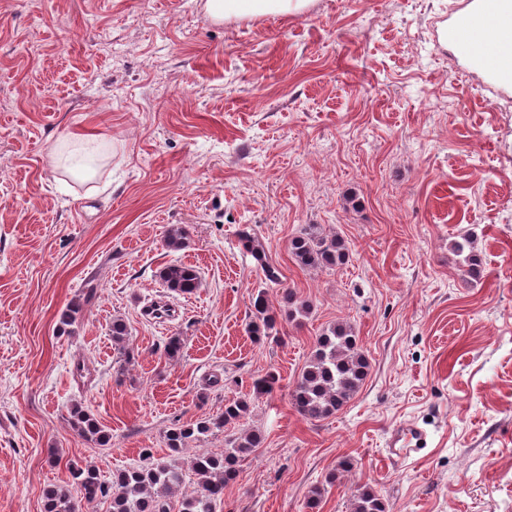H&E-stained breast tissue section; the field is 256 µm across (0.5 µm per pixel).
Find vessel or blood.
Returning <instances> with one entry per match:
<instances>
[{
    "instance_id": "b4317fda",
    "label": "vessel or blood",
    "mask_w": 512,
    "mask_h": 512,
    "mask_svg": "<svg viewBox=\"0 0 512 512\" xmlns=\"http://www.w3.org/2000/svg\"><path fill=\"white\" fill-rule=\"evenodd\" d=\"M500 0H477L470 10L454 17L446 35L453 41H470L477 33L493 29L491 38L484 41L480 57L495 76L500 89L512 86V28L497 26ZM428 445L426 433L415 424L396 426L391 432L389 455L392 460L403 461L418 455Z\"/></svg>"
}]
</instances>
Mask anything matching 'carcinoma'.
<instances>
[{
  "label": "carcinoma",
  "mask_w": 512,
  "mask_h": 512,
  "mask_svg": "<svg viewBox=\"0 0 512 512\" xmlns=\"http://www.w3.org/2000/svg\"><path fill=\"white\" fill-rule=\"evenodd\" d=\"M243 249L260 263L267 281L281 283L280 272L271 264L256 240L242 233ZM456 252L467 253L466 274L479 275V259L474 251L473 240L465 235L454 242ZM289 252L302 267L334 269L349 260V249L341 237L323 231L316 224L302 228L289 242ZM159 277L172 292L193 295L201 287L199 271L184 263L175 262L163 267ZM287 315L290 319L305 317L309 306L293 300L292 292L284 294ZM253 319L249 323L251 336L259 340L273 335L278 314L264 296L253 302ZM112 342L118 352L128 355L126 342L128 329L121 319L112 321ZM369 370L368 358L359 343L358 336L347 323H338L316 338V342L300 377L290 392L294 409L308 420H322L340 411L358 393ZM275 376L269 374L254 380L253 394H242L224 405V411L215 417L189 426H174L166 436L167 447L175 454L182 452L190 442L215 431L236 424L251 412L253 398L270 393ZM71 426L87 440L105 443L108 436L98 422L74 406L70 413ZM261 444V434L256 430L239 429L224 438V454L199 455L192 460L196 476L194 489L183 496L179 512H217L224 502V486L236 479L242 463L247 461ZM72 483L81 493V502H74L65 486L52 485L44 492V512H95L94 504L107 499L109 512H171V497L185 485L186 471L178 464L147 463L135 468L116 470L108 477L91 464H69ZM350 512H387L383 498L369 485L360 487L352 496Z\"/></svg>",
  "instance_id": "carcinoma-1"
}]
</instances>
